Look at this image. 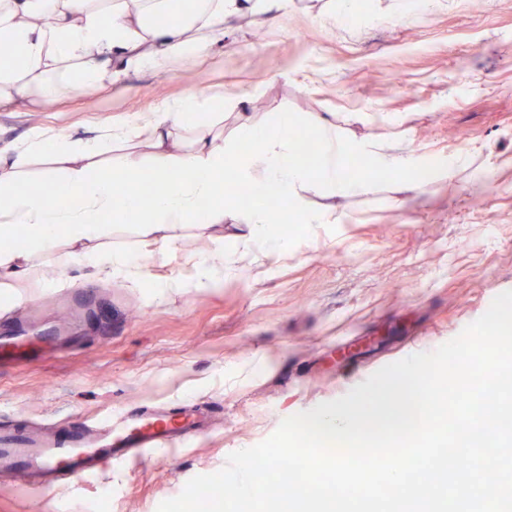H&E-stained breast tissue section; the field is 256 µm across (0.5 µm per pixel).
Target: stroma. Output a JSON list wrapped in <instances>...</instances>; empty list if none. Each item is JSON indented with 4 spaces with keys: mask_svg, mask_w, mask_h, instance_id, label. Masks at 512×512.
<instances>
[{
    "mask_svg": "<svg viewBox=\"0 0 512 512\" xmlns=\"http://www.w3.org/2000/svg\"><path fill=\"white\" fill-rule=\"evenodd\" d=\"M288 0L269 25L246 12L223 45L129 69L94 95L0 106V145L42 123L93 136L103 122L187 97L224 100V137L240 112L272 122L295 113L301 141L318 119L349 143L413 151L451 179L407 191L376 181L368 197L312 194L331 224L274 225L287 248L239 244V229L193 227L176 251L141 250L137 224L112 226L130 279L87 276L80 257L50 288L0 305V335L55 332L60 345L0 368V423L64 430L70 418L119 409H198L213 426L189 447L103 471L51 492L0 486V512H157L194 476L270 437L280 423L338 399L380 368L434 351L512 291V0ZM250 275L190 287L216 246Z\"/></svg>",
    "mask_w": 512,
    "mask_h": 512,
    "instance_id": "35a3bbf8",
    "label": "stroma"
}]
</instances>
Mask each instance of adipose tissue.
Listing matches in <instances>:
<instances>
[{
	"label": "adipose tissue",
	"mask_w": 512,
	"mask_h": 512,
	"mask_svg": "<svg viewBox=\"0 0 512 512\" xmlns=\"http://www.w3.org/2000/svg\"><path fill=\"white\" fill-rule=\"evenodd\" d=\"M250 9L262 21H281L288 0H200L180 10L176 0H0V102H50L58 85L82 91L118 80L128 66L166 71L178 56L204 53L224 41L231 16ZM224 100L190 99L151 113V154L147 169L133 161L137 120L100 124L93 137L45 126L28 128L0 146V298L16 297L32 284L51 285L56 270L36 263L59 244L85 258L95 275L133 276L137 268L112 248V227L103 215L140 221L139 233L157 249H176L190 224L216 226L225 219L244 225L242 245L257 241L278 247L282 238L269 231L265 209L242 206L227 190L228 177L262 192L276 189L280 202L304 214L307 223L328 224L336 216L310 205L313 192L367 196L374 184L345 174V160L368 158L371 166L408 176L410 191L423 188L412 152L384 153L374 145H351L335 124L318 125L319 151L312 165L296 160L298 141L290 130L296 118L278 113L270 123L250 113L238 115L234 141L224 139L215 118ZM189 135L192 147L176 153V137ZM122 148L119 166L103 168L101 156ZM45 160V183L58 187L64 202L47 205L25 191L29 164ZM161 183L151 202L129 189L139 175Z\"/></svg>",
	"instance_id": "1"
}]
</instances>
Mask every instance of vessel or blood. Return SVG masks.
<instances>
[{"label":"vessel or blood","instance_id":"b4317fda","mask_svg":"<svg viewBox=\"0 0 512 512\" xmlns=\"http://www.w3.org/2000/svg\"><path fill=\"white\" fill-rule=\"evenodd\" d=\"M29 340L0 337V362L26 361ZM200 428L195 417L146 409L102 421L79 420L63 436L29 428H0V476L21 478L34 488L95 476L147 455L192 441Z\"/></svg>","mask_w":512,"mask_h":512}]
</instances>
